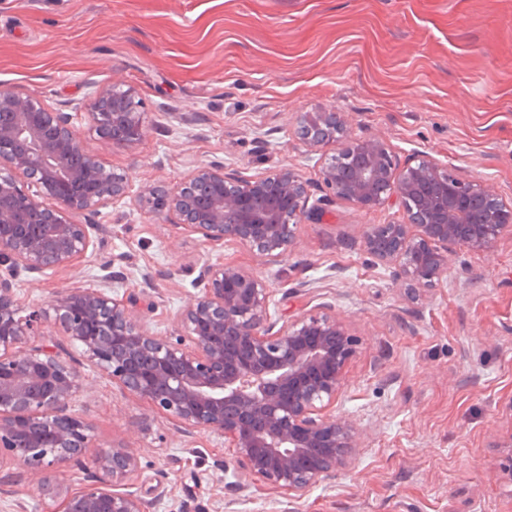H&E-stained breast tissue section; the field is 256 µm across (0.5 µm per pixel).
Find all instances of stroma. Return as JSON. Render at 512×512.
<instances>
[{
  "label": "stroma",
  "mask_w": 512,
  "mask_h": 512,
  "mask_svg": "<svg viewBox=\"0 0 512 512\" xmlns=\"http://www.w3.org/2000/svg\"><path fill=\"white\" fill-rule=\"evenodd\" d=\"M1 86L69 103L128 196L84 216L106 231L78 263L16 281L22 312L42 311V332L92 388L75 406L91 437L83 464L48 473L45 492L25 468L0 470V512H55L120 443L138 450L126 488L149 512H512L501 445L512 435L511 234L487 251L449 249L442 281L413 292L365 247L366 231L401 221L394 209L333 203L323 223L298 219L288 252L270 258L206 243L137 201L142 186L169 190L211 164L245 178L289 166L319 199L321 162L339 145L307 151L300 126L332 111L398 161L429 156L512 203V0H0ZM105 86L131 90L136 144L98 140L86 105ZM205 259L257 275L269 321L330 314L358 341L331 407L355 428L352 463L304 497L246 478L228 439L112 383L54 320L55 295L112 273L140 324L181 334L200 292L191 268Z\"/></svg>",
  "instance_id": "stroma-1"
}]
</instances>
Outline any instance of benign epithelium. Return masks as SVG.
I'll list each match as a JSON object with an SVG mask.
<instances>
[{
	"mask_svg": "<svg viewBox=\"0 0 512 512\" xmlns=\"http://www.w3.org/2000/svg\"><path fill=\"white\" fill-rule=\"evenodd\" d=\"M90 110L102 142L125 146L141 138L131 92L102 88ZM303 139L311 150L342 141L321 170L334 198L362 210L402 209L403 221L370 229L365 243L410 290L441 280L448 247L483 251L512 232V205L494 186L463 181L428 157L399 166L382 140L350 136L339 112L317 113ZM0 170L8 171L0 175V447L8 464L38 479L85 456L91 427L73 402L88 387L53 337L30 345L39 317L21 315L15 281L83 257L97 225L72 216L123 200L127 185L86 149L71 113L3 87ZM19 176L34 191L23 190ZM309 194V182L288 166L244 179L213 165L171 191L146 185L139 202L206 242L235 240L282 256ZM194 283L202 294L181 312L185 334L175 338L140 325L108 279L98 289L64 291L51 307L86 360L124 390L190 429L224 435L249 477L304 496L345 469L354 452V427L326 409L336 402L357 339L326 314L277 329L265 324L266 288L239 267L204 262ZM95 464L105 478L66 492L59 512H146L139 497L117 489L137 471L136 449L104 450Z\"/></svg>",
	"mask_w": 512,
	"mask_h": 512,
	"instance_id": "1",
	"label": "benign epithelium"
}]
</instances>
